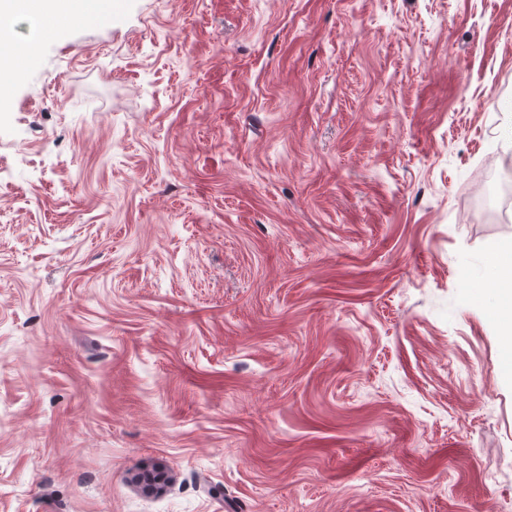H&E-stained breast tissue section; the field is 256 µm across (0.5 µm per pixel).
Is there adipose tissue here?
Here are the masks:
<instances>
[{"label":"adipose tissue","instance_id":"1","mask_svg":"<svg viewBox=\"0 0 512 512\" xmlns=\"http://www.w3.org/2000/svg\"><path fill=\"white\" fill-rule=\"evenodd\" d=\"M115 3L116 0H0V15L24 10L41 20L50 37L60 38L65 30L57 25V18L73 14L84 24L105 22L111 20ZM489 266L496 270V277L474 284L471 294L478 299L488 293L494 297L487 316L505 338L503 374L512 379V241L491 254Z\"/></svg>","mask_w":512,"mask_h":512}]
</instances>
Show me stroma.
<instances>
[{
  "label": "stroma",
  "mask_w": 512,
  "mask_h": 512,
  "mask_svg": "<svg viewBox=\"0 0 512 512\" xmlns=\"http://www.w3.org/2000/svg\"><path fill=\"white\" fill-rule=\"evenodd\" d=\"M10 95L0 512H512V0H117ZM489 267L494 270L508 269V275H498L474 284L470 291L475 298L491 293L494 304L487 309V317L494 322L500 336H506L502 345L503 374L512 380V241L504 243L490 256Z\"/></svg>",
  "instance_id": "stroma-1"
}]
</instances>
